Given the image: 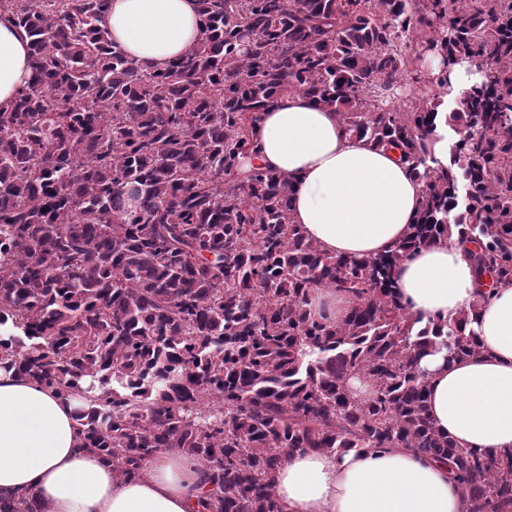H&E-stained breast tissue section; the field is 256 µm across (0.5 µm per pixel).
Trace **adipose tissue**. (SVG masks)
<instances>
[{"instance_id": "ef3b65f1", "label": "adipose tissue", "mask_w": 512, "mask_h": 512, "mask_svg": "<svg viewBox=\"0 0 512 512\" xmlns=\"http://www.w3.org/2000/svg\"><path fill=\"white\" fill-rule=\"evenodd\" d=\"M101 25L147 69L181 57L200 38L196 0H111ZM31 77L29 38L0 17V111ZM258 164L293 180L291 219L329 254L390 252L418 216L424 186L398 149L346 133L336 112L301 92L280 96L249 130ZM477 274L457 240L438 239L400 262L395 284L423 318L471 311L480 350L463 359L424 357L425 404L458 447L512 450V285L479 304ZM77 400L24 374L0 354V512H195L200 465L177 448L115 478L81 448ZM283 512H468L446 465L405 448L342 455L294 451L274 476Z\"/></svg>"}]
</instances>
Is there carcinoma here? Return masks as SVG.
Instances as JSON below:
<instances>
[{"instance_id":"1","label":"carcinoma","mask_w":512,"mask_h":512,"mask_svg":"<svg viewBox=\"0 0 512 512\" xmlns=\"http://www.w3.org/2000/svg\"><path fill=\"white\" fill-rule=\"evenodd\" d=\"M197 2L199 41L146 70L100 26L111 0H0L32 70L0 112V348L80 399L81 446L116 476L167 448L196 459L198 512H282L272 473L303 448H411L470 512H512V455L456 447L424 404L421 358L479 351L469 314L425 322L392 280L454 236L512 284V0ZM422 48L488 69L448 99L460 137L436 167L443 100L393 96ZM293 91L423 182L390 254L323 252L290 221L292 180L253 164L249 129ZM316 288L354 298L342 321Z\"/></svg>"}]
</instances>
